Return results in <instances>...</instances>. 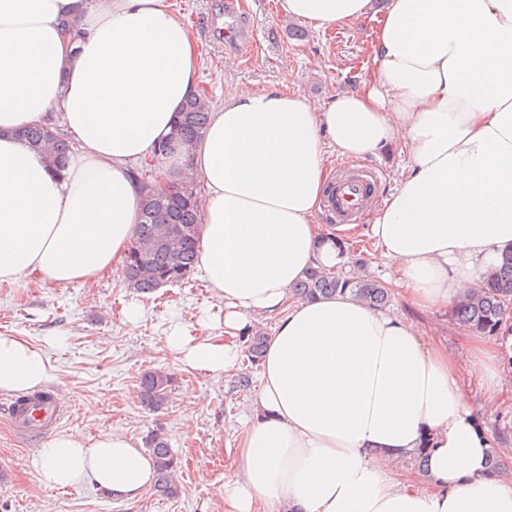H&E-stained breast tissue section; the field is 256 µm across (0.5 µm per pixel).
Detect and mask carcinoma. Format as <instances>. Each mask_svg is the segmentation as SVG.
Wrapping results in <instances>:
<instances>
[{
	"instance_id": "cac0c4a2",
	"label": "carcinoma",
	"mask_w": 512,
	"mask_h": 512,
	"mask_svg": "<svg viewBox=\"0 0 512 512\" xmlns=\"http://www.w3.org/2000/svg\"><path fill=\"white\" fill-rule=\"evenodd\" d=\"M210 102L206 95L187 101L178 112L170 138L161 146V156L168 157L189 148L201 137L208 123ZM21 138L31 147L45 149L55 169L65 167L71 153L70 141L61 132L52 134L41 124L21 132ZM194 188L171 180L166 188L143 191L140 203V224L136 239L129 248L123 265V278L128 287L145 294L168 284L187 279L194 272L198 259L199 224ZM350 292L354 297L377 306L388 303L387 288L367 277H343L332 268H312L292 288L293 295L304 299ZM456 323L481 336L494 337L502 343L504 365L512 370V344L508 343L507 324L512 319V252L502 257L487 280L459 302L452 311ZM266 337L251 336L246 351L247 360L260 362ZM172 377L162 370H150L139 381V398L150 411L161 409L168 398ZM156 477L154 490L158 496L175 499L180 485L176 476V461L162 433L149 440Z\"/></svg>"
}]
</instances>
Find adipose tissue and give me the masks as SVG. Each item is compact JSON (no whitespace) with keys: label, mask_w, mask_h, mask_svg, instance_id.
Masks as SVG:
<instances>
[{"label":"adipose tissue","mask_w":512,"mask_h":512,"mask_svg":"<svg viewBox=\"0 0 512 512\" xmlns=\"http://www.w3.org/2000/svg\"><path fill=\"white\" fill-rule=\"evenodd\" d=\"M324 30L372 25L370 73L316 108L293 71L267 92L236 89L189 152L164 171L201 184L198 266L224 302V332L173 329L168 348L212 377L240 364L252 318L276 320L244 421L224 512H512V483L486 469L493 414L512 381L495 350L466 337L467 361L419 323L350 293L301 301L311 267L344 263L353 225L316 219L333 181L327 151L354 159L396 147L408 162L366 230L385 281L409 305L447 313L512 250V0H280ZM197 53L167 0H0V283L91 282L123 265L141 187L180 106L200 93ZM60 122L73 141L54 171L20 133ZM40 346L0 336V391L49 378ZM422 452L423 472L396 464ZM42 483L86 481L131 501L153 481L140 444L61 432L39 449Z\"/></svg>","instance_id":"1"}]
</instances>
